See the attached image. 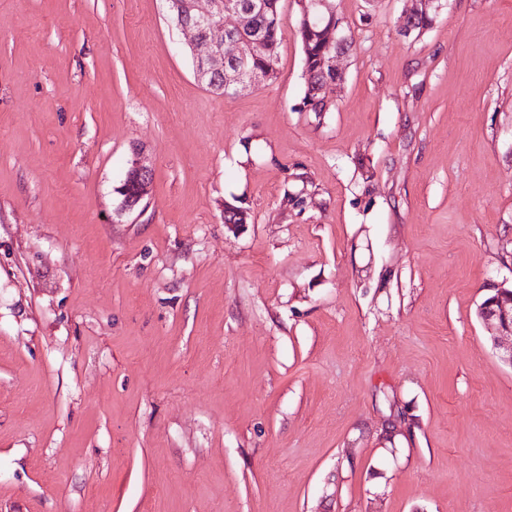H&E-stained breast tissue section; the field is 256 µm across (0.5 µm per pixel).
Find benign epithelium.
<instances>
[{
  "mask_svg": "<svg viewBox=\"0 0 512 512\" xmlns=\"http://www.w3.org/2000/svg\"><path fill=\"white\" fill-rule=\"evenodd\" d=\"M171 17L177 28L191 34L194 45L203 49L195 57V73L198 80L209 89L237 93L260 81L273 77L272 68L266 66L245 67L238 59V35L252 29L254 16L266 8L265 0H206L207 8L201 10L198 0H166ZM302 21L308 27L324 24L321 30L323 43L329 53L323 60V71L334 78H326L315 85L305 110L325 112L330 101L325 89L344 79L343 62L348 56L350 36L342 22L334 20L331 0H300ZM442 0H410L403 13L398 32L409 38L419 36L416 16L424 11L438 14ZM233 16L236 24L227 26L225 18ZM153 170L137 160L126 172L121 187L122 208L130 210L141 203L152 182ZM478 317L490 331L494 349L502 362L512 368V289L500 287L479 305Z\"/></svg>",
  "mask_w": 512,
  "mask_h": 512,
  "instance_id": "1",
  "label": "benign epithelium"
}]
</instances>
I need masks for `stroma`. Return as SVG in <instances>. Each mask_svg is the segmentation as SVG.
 <instances>
[{"label": "stroma", "instance_id": "stroma-1", "mask_svg": "<svg viewBox=\"0 0 512 512\" xmlns=\"http://www.w3.org/2000/svg\"><path fill=\"white\" fill-rule=\"evenodd\" d=\"M333 5L306 112L297 0L232 95L166 0H0V512H512L476 317L512 283V0L416 38ZM302 21H299L298 33L302 43L304 53V65L309 70H316V78L326 76L329 71L335 76L334 79L326 77L319 84L315 85V91L312 92L314 97H309L312 89L309 88V80L305 90L303 101L309 97L307 104L304 106L307 112H326L329 108L330 101L326 97L324 90L332 84H339L344 79L343 62L348 56V45L350 44V36L345 32L342 22L336 16L334 21V10L331 0H301L300 1ZM328 16L327 24L321 30V38L317 33L307 32V27L318 26L323 23L325 17ZM329 49L327 54L324 44ZM351 44L349 45L350 48ZM327 54V56H326ZM324 56H326L324 58ZM324 58V60H323ZM323 60V71L321 63ZM153 170L139 160L132 162L121 187L122 208L130 210L144 199L152 182Z\"/></svg>", "mask_w": 512, "mask_h": 512}]
</instances>
